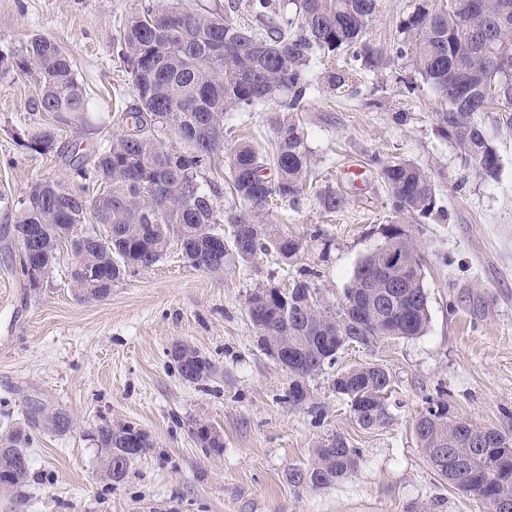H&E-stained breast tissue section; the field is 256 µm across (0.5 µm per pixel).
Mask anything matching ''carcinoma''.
<instances>
[{"label":"carcinoma","instance_id":"obj_1","mask_svg":"<svg viewBox=\"0 0 512 512\" xmlns=\"http://www.w3.org/2000/svg\"><path fill=\"white\" fill-rule=\"evenodd\" d=\"M473 2L460 0V9L446 16L416 3L399 18L389 53L366 38L382 11L381 0H253L249 6L256 16L272 17L273 29L265 35L251 24L224 18L216 4L188 9L184 23L170 26L166 19L180 7L171 0H141L121 37L134 103L117 116L137 134L130 138L121 133L100 143L90 166L76 149L60 154L78 178L104 184L106 200L89 202L60 178H42L31 186L13 225L22 251L30 231L39 236L37 258L19 260L26 286L39 288L64 252L97 271L87 280L69 268L70 285L82 301L106 299L128 272L160 262L173 241L185 261L210 272L248 262L259 251H273L284 261L295 258L303 242L273 233L256 207L271 199L298 202L312 173L298 112L310 93L309 66L317 55L343 52L350 66L369 71L386 67L394 57L405 61L438 95L439 131L455 141L476 176H494L499 156L479 117L494 105L500 112L512 111V12L504 20L499 9L503 3L512 8V0H485L480 12L472 10ZM14 67L35 80L42 111L62 124L88 125L86 89L55 42L33 37ZM275 98L272 160L248 144H225V113ZM168 132L186 151L169 149L162 139ZM55 142L54 129L40 127L32 131L26 147L46 153ZM268 164L275 168L272 177L264 174ZM202 167L218 177L228 175L232 192L255 207L232 216L228 241L215 192L207 193L196 183ZM379 174L398 216L382 228L388 241L402 234L406 220L434 212L436 186L429 172L412 161L383 163ZM87 222L92 228L75 234V227ZM407 251L412 269L405 287L391 289L388 308L395 316L387 321L354 306L368 284L384 277L377 251L361 261L335 309L323 304L319 289L306 279L287 290L261 286L248 296L260 349L272 359L284 352L296 358L295 368L288 371V403L316 409L306 379L333 365L332 355L347 343L367 346L382 338L424 333L429 309L421 260L418 247ZM168 356L182 379L202 387L214 381L216 366L193 346L177 342ZM332 386L347 400L359 425L387 423L391 379L382 367H354L337 374ZM420 419L429 426L415 424L414 435L430 464L438 467V453L448 451L452 459L441 475L481 500L486 512H504L503 498L512 503V432L498 431L495 442L485 444L483 426L451 415L441 401ZM96 441L103 476L112 485L125 482L130 463L152 448L146 431L132 424H104ZM28 445L29 435L21 426L0 435L1 490L16 492L23 486L30 470ZM359 459V449L334 435L314 450L307 467L292 469L288 480L315 490L327 488L348 479Z\"/></svg>","mask_w":512,"mask_h":512}]
</instances>
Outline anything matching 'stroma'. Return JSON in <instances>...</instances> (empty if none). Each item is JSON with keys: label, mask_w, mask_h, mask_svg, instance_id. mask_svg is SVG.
Masks as SVG:
<instances>
[{"label": "stroma", "mask_w": 512, "mask_h": 512, "mask_svg": "<svg viewBox=\"0 0 512 512\" xmlns=\"http://www.w3.org/2000/svg\"><path fill=\"white\" fill-rule=\"evenodd\" d=\"M140 2L0 0V52L20 54L36 35L56 42L94 107L89 128L53 123L35 107L34 81L0 65V432L18 422L32 437L29 476L18 494L0 492V512H483L433 470L413 427L428 401L442 400L455 416L512 429V128L499 113L483 114L500 167L476 177L438 131L435 92L415 84L404 62L338 90L326 73L343 58L311 62L299 117L313 173L299 203L266 207L275 231L303 239L298 260L260 253L211 273L174 246L101 301L77 299L63 264L42 288L25 286L15 217L33 182L69 176L55 154L26 142L50 125L58 146L78 142L89 156L97 140L121 133L117 115L134 91L120 39ZM276 110L270 101L226 113V141L269 155ZM404 160L428 168L438 190L433 215L407 225L423 259L427 330L345 347L308 381L318 411L292 407L288 375L259 348L247 298L311 270L327 305H337L359 263L383 245L381 225L395 219L375 164ZM327 191L343 199L336 210L320 202ZM180 341L218 365L209 388L170 367ZM368 363L392 381L391 419L370 429L332 387L336 372ZM201 420L222 435V452L196 443ZM104 423L137 424L153 443L116 486L95 440ZM332 435L359 449L357 470L325 489L293 486L289 471Z\"/></svg>", "instance_id": "obj_1"}]
</instances>
